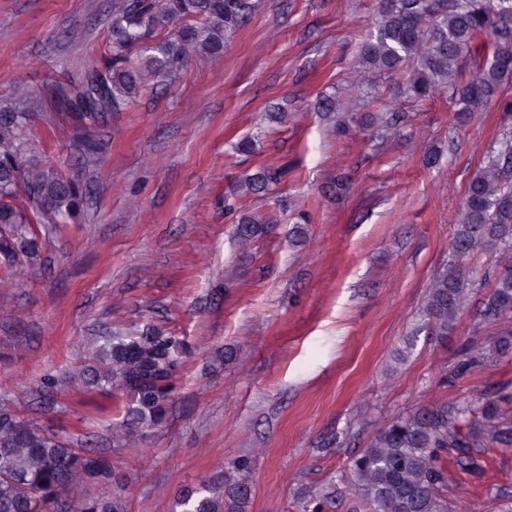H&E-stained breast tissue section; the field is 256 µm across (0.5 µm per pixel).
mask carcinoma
<instances>
[{
  "label": "carcinoma",
  "mask_w": 512,
  "mask_h": 512,
  "mask_svg": "<svg viewBox=\"0 0 512 512\" xmlns=\"http://www.w3.org/2000/svg\"><path fill=\"white\" fill-rule=\"evenodd\" d=\"M258 0H117L109 23L105 64L58 87L55 104L79 131L93 129L125 111L145 81L171 79L193 55L216 56L224 42L254 13ZM366 69L408 72L402 94L422 101L452 87L457 118L494 99L512 77V0H379V21L363 41ZM476 71L459 80L465 59ZM30 113L22 105L0 106V268L23 272L39 252V225L73 215L86 200V186L54 165L28 156L25 132ZM512 134L499 142L471 177L463 219L451 250L455 269L434 276L421 311V328L448 336L467 305L472 280L466 262L480 248L497 247L502 260L483 300L487 320L512 317ZM280 174L261 169L244 181L262 193ZM244 251L262 231L246 214L237 219ZM183 341L149 326L115 336L97 354L101 367L90 381L117 383L132 394L124 426L133 432L158 422L173 397ZM512 355V329L500 331L479 354L465 349L454 382L480 358ZM512 447V393L422 407L391 420L366 447L351 456L354 512H448V457L459 476L483 468L484 449ZM112 481L105 457L86 452L52 430L0 411V512H127L117 497L71 496L76 484ZM343 490L333 486L313 501L325 512ZM247 486L220 489L203 483L176 500L177 512H238Z\"/></svg>",
  "instance_id": "cac0c4a2"
}]
</instances>
